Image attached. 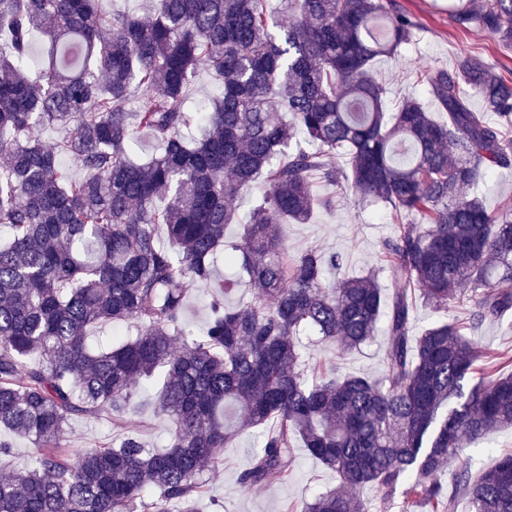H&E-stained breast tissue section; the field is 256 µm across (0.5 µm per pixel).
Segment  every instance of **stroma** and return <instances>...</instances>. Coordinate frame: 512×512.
<instances>
[{
  "mask_svg": "<svg viewBox=\"0 0 512 512\" xmlns=\"http://www.w3.org/2000/svg\"><path fill=\"white\" fill-rule=\"evenodd\" d=\"M396 2L412 17L416 28L410 45L395 56L379 58L373 65L372 75L387 87L391 101L407 97L426 99V87L417 78L421 68L450 71L466 53L480 54L501 76L512 80V49L502 48L485 32L457 28L448 12V0ZM332 193V209L318 211L309 223L289 225V253L296 256L310 249L337 253L341 264L326 267L327 282L373 271L380 286L392 291V265L382 247L386 239L398 232L390 208L356 203L345 190ZM463 333L483 351L512 355V314L476 328L465 326ZM386 340L387 330L382 324L378 325L373 341L352 351L333 342L303 339L300 369L310 378L324 369L339 376L381 379ZM133 390L138 403L127 417L125 431L137 434L147 447H165L170 433L167 416L156 413L147 402L149 390L144 384H135ZM120 434L101 418L75 417L67 427V439L75 448L112 442ZM258 435L255 428L241 430L225 448L221 462L208 475L204 492L197 500L198 512H296L302 501L339 487L336 472L299 447L287 480L242 491L238 476L251 462ZM461 446V459L472 472L490 469L502 454L512 452V427L481 439L462 438Z\"/></svg>",
  "mask_w": 512,
  "mask_h": 512,
  "instance_id": "obj_1",
  "label": "stroma"
}]
</instances>
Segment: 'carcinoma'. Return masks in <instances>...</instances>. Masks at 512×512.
I'll return each instance as SVG.
<instances>
[{
	"instance_id": "carcinoma-1",
	"label": "carcinoma",
	"mask_w": 512,
	"mask_h": 512,
	"mask_svg": "<svg viewBox=\"0 0 512 512\" xmlns=\"http://www.w3.org/2000/svg\"><path fill=\"white\" fill-rule=\"evenodd\" d=\"M101 2L0 0V457L15 436L37 448L28 468L0 477V512H142L149 492L153 512H196L243 426L262 434L242 488L288 478L297 439L339 474L340 490L300 512H369L366 486L433 512L462 499L512 512V453L478 476L460 468L449 487L433 480L462 436L512 426V375L464 393L486 353L456 322L410 335L407 289L468 310L473 325L512 312V205L495 215L462 193L512 168V81L464 55L453 71L421 73L444 119L417 98L388 111L370 70L415 29L395 0H284L289 22L275 32L266 0H151L148 19ZM450 12L512 49V0H456ZM35 32L43 58L31 69ZM201 70L218 85L203 106L190 103ZM54 126L67 136L50 148L42 134ZM143 132L160 153L139 163L131 145ZM340 152L348 175L333 163ZM347 176L356 201L417 218L383 244L405 284L387 308L375 273L330 284L323 269L338 256L288 253V225L332 206L314 183ZM255 183L265 194L243 216L238 194ZM232 224L240 244L226 241ZM221 257L255 293L232 307L213 296L195 336L186 301ZM383 318L381 380L299 371L303 334L356 349ZM126 320L139 335L89 345L91 328ZM156 379L155 409L172 423L165 449L66 443L75 415L122 428L132 385Z\"/></svg>"
}]
</instances>
